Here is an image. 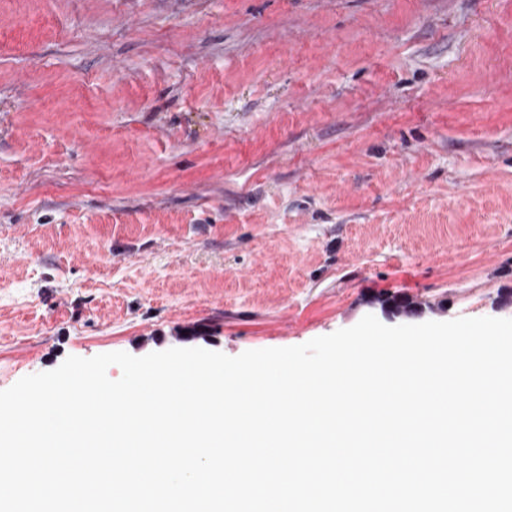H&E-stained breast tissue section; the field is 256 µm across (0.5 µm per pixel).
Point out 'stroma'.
<instances>
[{
	"label": "stroma",
	"instance_id": "obj_1",
	"mask_svg": "<svg viewBox=\"0 0 512 512\" xmlns=\"http://www.w3.org/2000/svg\"><path fill=\"white\" fill-rule=\"evenodd\" d=\"M368 314L512 318V0H0V390Z\"/></svg>",
	"mask_w": 512,
	"mask_h": 512
}]
</instances>
